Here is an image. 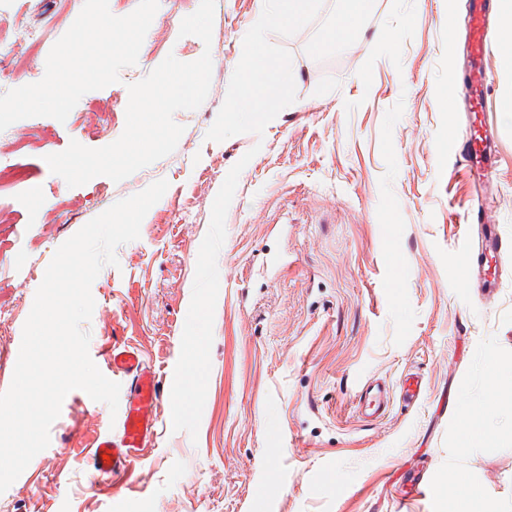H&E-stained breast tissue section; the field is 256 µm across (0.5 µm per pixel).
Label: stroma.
Returning <instances> with one entry per match:
<instances>
[{"label":"stroma","instance_id":"stroma-1","mask_svg":"<svg viewBox=\"0 0 512 512\" xmlns=\"http://www.w3.org/2000/svg\"><path fill=\"white\" fill-rule=\"evenodd\" d=\"M199 0H0V57L40 40L21 75L0 78V168L26 166L0 191V392L12 380L24 323L56 250L118 200L166 180L137 240L116 250L91 292L84 330L96 366L113 341L137 346L171 389L200 245L214 199L242 156L217 258L211 372L198 435L173 431L158 409L153 448L105 490L88 447L111 423L66 396L50 444L0 494V512H440L455 460L490 497L512 498V413L484 369L512 358V278L493 303L466 274L473 229L462 167L466 70L448 37L445 0H373L353 36L335 43L339 0L293 36L269 35L297 70L291 109L253 133L206 140L242 55L256 0H216L211 46L180 36ZM128 24L108 39L106 19ZM212 56L204 103L174 115L184 132L168 156L116 182L71 187L45 157L70 141L100 148L124 131L128 84L167 55ZM489 105L512 96V50L487 59ZM66 81L53 104L32 87ZM485 201L512 243V122ZM409 372L425 391L405 405ZM390 387L385 414L359 395ZM480 402L493 433L459 451L463 403Z\"/></svg>","mask_w":512,"mask_h":512}]
</instances>
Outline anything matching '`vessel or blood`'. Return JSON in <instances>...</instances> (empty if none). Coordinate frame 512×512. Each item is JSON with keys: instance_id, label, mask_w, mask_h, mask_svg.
I'll return each mask as SVG.
<instances>
[{"instance_id": "1", "label": "vessel or blood", "mask_w": 512, "mask_h": 512, "mask_svg": "<svg viewBox=\"0 0 512 512\" xmlns=\"http://www.w3.org/2000/svg\"><path fill=\"white\" fill-rule=\"evenodd\" d=\"M495 27L493 0H468L464 17V49L469 64L466 172L479 187L491 176L498 138L496 116L487 106L488 77L481 66L494 44ZM477 221L478 274L485 298L490 301L504 277L512 274V246L502 240L490 209H483ZM105 360L107 378L125 385V403L115 430L93 444L95 472L100 479L108 480L125 472L145 449L154 447L162 380L160 373L146 365L127 343L113 344Z\"/></svg>"}]
</instances>
